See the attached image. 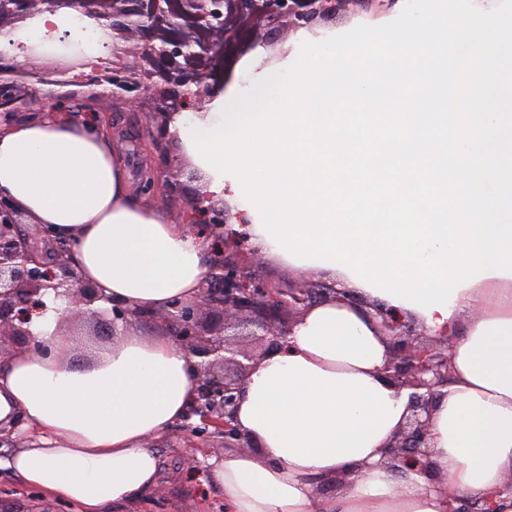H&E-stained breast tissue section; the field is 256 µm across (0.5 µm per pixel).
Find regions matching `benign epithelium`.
<instances>
[{
    "instance_id": "benign-epithelium-1",
    "label": "benign epithelium",
    "mask_w": 512,
    "mask_h": 512,
    "mask_svg": "<svg viewBox=\"0 0 512 512\" xmlns=\"http://www.w3.org/2000/svg\"><path fill=\"white\" fill-rule=\"evenodd\" d=\"M392 0H0V44L16 43L18 23L61 8L82 12L89 24L107 31L101 43L105 65L97 74L80 73L69 82L105 81L111 88L96 93L98 108L91 113L95 123L106 126L110 103L120 101L142 113L144 124L159 129L176 112H202L212 97V72L223 63L225 22L221 16L259 18L255 42L266 43L268 30L279 25L286 38L317 20L369 11ZM29 56L44 70L59 74L57 59L34 47ZM14 56L0 48V132L9 128L17 112L33 106L49 117H67L70 110L56 101L43 102L26 87L12 64ZM241 213L199 192L191 199L187 223L204 224L212 238L210 250H219L211 260L200 297L177 301L162 314L170 335L189 355L200 381L189 415L201 417L204 430L224 435L229 448L251 449L257 444L236 423L241 385L257 357L284 341L302 310L331 298L339 291L325 282L303 281L283 290L259 282L252 268L262 255L246 236L224 234V225ZM49 241L48 233L25 225L24 214L0 197V359L21 351L44 354L47 348L31 338L24 327L27 314L41 304L51 289L66 300L63 318L81 317L85 308L101 298L100 289L78 274L69 260L70 248L58 249L57 258H46L38 243ZM391 351L383 374L397 388H408L410 416L388 452L393 464L410 462L428 472L429 421L437 390L448 384V339L424 341L409 334L403 316L381 304L374 305ZM211 311L221 317L218 329L239 330L258 336L259 351L236 348L227 338H207L202 315Z\"/></svg>"
}]
</instances>
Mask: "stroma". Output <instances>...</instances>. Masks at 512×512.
I'll use <instances>...</instances> for the list:
<instances>
[{"instance_id":"35a3bbf8","label":"stroma","mask_w":512,"mask_h":512,"mask_svg":"<svg viewBox=\"0 0 512 512\" xmlns=\"http://www.w3.org/2000/svg\"><path fill=\"white\" fill-rule=\"evenodd\" d=\"M405 0H393L391 5L371 12H361L334 22L319 23L314 29H300L287 40L267 48L255 47L250 51L251 61L239 73V88H248L269 70H282L298 56L302 42L322 41L346 33L358 25L380 26L398 17ZM15 65L23 72L25 81L38 95L49 100H68L72 111L94 109L91 87L85 86L76 98H69V85L60 83L57 76L39 69L38 65L23 58H15ZM107 131L122 155L131 178L149 169L179 171L178 193L156 189L152 198L168 215L177 220L188 200L198 193L201 179L189 178L193 166L184 156L177 137L166 133L162 151L151 145L152 132L141 122L138 113L124 105L113 104L108 113ZM199 418H191L189 427L172 425L162 437L153 440L160 470L156 487L150 488L133 500L115 506L112 512H224V492L210 475L208 460L225 452L223 436L193 433ZM0 512H77L75 505L56 500L47 493L25 484L21 478L5 468L0 469Z\"/></svg>"}]
</instances>
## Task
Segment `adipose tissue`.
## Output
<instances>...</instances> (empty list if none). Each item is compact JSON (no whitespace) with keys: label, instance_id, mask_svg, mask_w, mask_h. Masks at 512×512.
I'll return each mask as SVG.
<instances>
[{"label":"adipose tissue","instance_id":"adipose-tissue-1","mask_svg":"<svg viewBox=\"0 0 512 512\" xmlns=\"http://www.w3.org/2000/svg\"><path fill=\"white\" fill-rule=\"evenodd\" d=\"M0 194L32 224L73 242L72 264L103 294L95 310L115 302L157 313L198 296L208 241L134 192L106 133L71 120H15L0 134ZM300 272L340 277L358 302L309 306L283 345L255 362L237 422L256 447L210 462L225 512H448L486 498L495 512H512L504 485L512 475V278L460 290L446 317L396 307L429 336L453 338L423 475L392 472L383 454L410 415V392L382 373L389 339L365 310L375 295L332 268ZM64 307L46 292L26 323L45 354L0 362V428L36 432L0 468L79 512H105L153 485L148 443L184 419L199 381L173 337L128 326L103 357L73 369L74 346L56 332ZM332 482L335 496L322 499L319 484Z\"/></svg>","mask_w":512,"mask_h":512}]
</instances>
